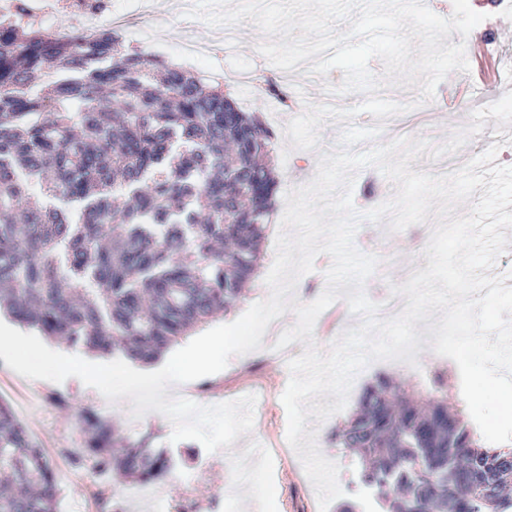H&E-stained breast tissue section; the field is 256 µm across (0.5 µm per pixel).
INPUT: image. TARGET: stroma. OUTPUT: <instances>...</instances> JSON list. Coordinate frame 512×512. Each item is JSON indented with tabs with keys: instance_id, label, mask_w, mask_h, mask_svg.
<instances>
[{
	"instance_id": "1",
	"label": "stroma",
	"mask_w": 512,
	"mask_h": 512,
	"mask_svg": "<svg viewBox=\"0 0 512 512\" xmlns=\"http://www.w3.org/2000/svg\"><path fill=\"white\" fill-rule=\"evenodd\" d=\"M469 3L473 10L484 14V21L468 36L454 31L443 38L442 43L448 46L464 40L473 44L492 39L498 65L496 83L474 86L468 93L458 95L454 92L455 87L469 80L470 75L455 70L437 86L433 99L423 104L418 101V85L380 89V97L399 103L409 102L413 108L385 118L381 123L368 113L357 114L354 125L363 128L378 125L382 131L375 141L355 144V151L364 152L372 145H385L401 137L441 145L453 132L471 125L473 111L512 91V14H501L496 0H469ZM111 8L113 19L127 24L128 40L138 44L147 41L165 48V59L169 62L182 63L180 46L184 40L204 44L213 34L205 22L186 16L184 0H112ZM310 67L307 60L290 70L267 66V76L287 84L293 106L285 110L271 99L252 107L275 134L273 159L280 180L272 215L276 223L282 220L286 193L315 177L320 157L336 148L343 128L341 122L326 118L318 144L313 149L303 150L294 148L292 138L285 134L290 120L303 113L310 103L352 108L365 99L361 93L336 94L335 88L343 80L342 70L334 69L322 76L310 74ZM497 131V119L487 118L484 128L455 153L435 159L425 151L410 161L409 168L433 176L454 172L495 143ZM396 191L394 183L377 169L367 167L356 176L353 203L357 210L365 211L389 200ZM275 241L272 235L265 240L260 264L263 276L269 273L274 263ZM355 245L362 252L376 254L381 260L378 271L365 285L369 298L379 304L390 298L392 286L407 282L409 268L424 269L429 264L427 256L412 245L407 233L390 231L385 219L376 224L363 223L357 231ZM263 276L245 288L241 301L227 317L209 319L207 328L223 325L227 320L235 321L252 304L267 299L270 290ZM380 374L392 377L411 391L424 387L422 376L405 368L402 362L376 361L356 377L349 404H356L363 388ZM288 381L286 363L278 359L263 360L261 352L254 351L231 358L228 366L217 374L170 388V395L184 398L196 391H205L216 404L238 399L257 387L263 388L268 396L264 419L255 421L252 432L240 435L232 446L208 454L205 472L191 483L186 482L184 476L195 465L194 451L199 443L195 440L172 441V424L161 413L151 411L135 419L131 416L132 402H108L99 391L79 378L70 377L60 383L32 380L9 368L0 371V398L26 402L22 422L53 464L59 512H112V504L116 501L121 502L124 512L147 510L145 502L135 500V486L123 487L109 478L99 483L91 480V468L82 461L89 438L88 427L83 421L87 415L113 424L123 440H143L152 448L168 451L175 457V469L155 485L156 492L168 505H178L190 495L199 502L201 512H319L314 487L300 459L292 448L281 445L287 424L281 396ZM345 418L342 412L323 422L310 416L306 419L305 429L316 432L321 453L339 465V484L347 493L358 480L357 460L347 449L336 447L327 439L330 429L342 424ZM232 468L246 471V480L229 481L227 474Z\"/></svg>"
}]
</instances>
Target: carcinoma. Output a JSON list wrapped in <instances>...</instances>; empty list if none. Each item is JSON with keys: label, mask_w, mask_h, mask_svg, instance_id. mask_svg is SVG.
<instances>
[{"label": "carcinoma", "mask_w": 512, "mask_h": 512, "mask_svg": "<svg viewBox=\"0 0 512 512\" xmlns=\"http://www.w3.org/2000/svg\"><path fill=\"white\" fill-rule=\"evenodd\" d=\"M57 77L39 83L47 66ZM273 133L224 83L124 44L0 16V310L73 348L155 361L218 311L234 308L263 254L278 185ZM40 187L43 201L32 197ZM391 378L366 387L334 435L359 456V484L390 512H461L485 471L512 460L478 444L441 404ZM97 470L147 487L171 458L119 443L95 418ZM478 470L448 483V467ZM468 512H512L499 491ZM0 512H57L54 470L0 400Z\"/></svg>", "instance_id": "carcinoma-1"}]
</instances>
